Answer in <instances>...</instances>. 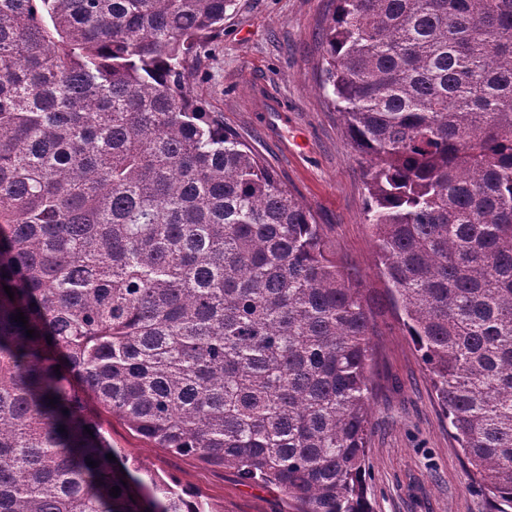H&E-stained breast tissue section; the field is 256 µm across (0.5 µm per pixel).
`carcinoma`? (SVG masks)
<instances>
[{
    "instance_id": "1",
    "label": "carcinoma",
    "mask_w": 512,
    "mask_h": 512,
    "mask_svg": "<svg viewBox=\"0 0 512 512\" xmlns=\"http://www.w3.org/2000/svg\"><path fill=\"white\" fill-rule=\"evenodd\" d=\"M332 3L321 88L379 275L512 512V0ZM235 6L0 0V512H208L134 476L87 397L294 512H371L370 299L191 90Z\"/></svg>"
}]
</instances>
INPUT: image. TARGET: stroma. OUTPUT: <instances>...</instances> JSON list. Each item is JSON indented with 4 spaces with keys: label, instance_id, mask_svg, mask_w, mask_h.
<instances>
[{
    "label": "stroma",
    "instance_id": "stroma-1",
    "mask_svg": "<svg viewBox=\"0 0 512 512\" xmlns=\"http://www.w3.org/2000/svg\"><path fill=\"white\" fill-rule=\"evenodd\" d=\"M332 10L331 0H237L201 57L193 91L313 213L331 249L376 293L381 338L369 416L371 512H489L421 354L381 295L364 168L319 88L324 20ZM98 418L140 478L174 482L214 512H292L275 489L155 447L109 413Z\"/></svg>",
    "mask_w": 512,
    "mask_h": 512
}]
</instances>
